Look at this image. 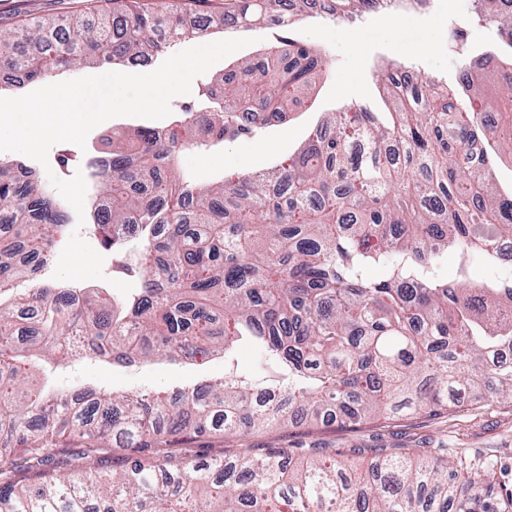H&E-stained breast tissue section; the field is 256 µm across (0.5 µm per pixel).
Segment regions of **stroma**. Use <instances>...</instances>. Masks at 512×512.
<instances>
[{"label": "stroma", "mask_w": 512, "mask_h": 512, "mask_svg": "<svg viewBox=\"0 0 512 512\" xmlns=\"http://www.w3.org/2000/svg\"><path fill=\"white\" fill-rule=\"evenodd\" d=\"M111 9V0H0V27L10 29L42 17L75 14L93 20ZM293 32L324 53L328 62L316 78L308 102L292 107L285 117L254 136L217 149L183 151L181 170L206 183L227 173L267 168L272 160L298 152L321 113L350 101L365 104L371 112L394 111L383 87L381 67L403 63L452 87L471 52L495 43L492 28L476 16L470 0H429L416 10L373 11L353 25L304 21L295 24ZM143 124V119L134 117L107 120L90 132L85 147H72V155H83V162L60 167L63 147L57 144L49 151V165L61 179L78 171L89 173L91 162L109 150L104 136L115 131L129 134ZM223 374L220 358L204 366L162 363L128 367L84 358L51 364L45 371L50 386L72 393L95 388L170 394ZM171 440L173 451L209 458L227 448L274 447L329 448L345 462L357 465L368 462L372 448L410 452L432 460L443 456L490 472L492 495L512 492V401H466L440 415L401 413L357 425L269 427L233 438L210 435L196 439L179 433Z\"/></svg>", "instance_id": "obj_1"}]
</instances>
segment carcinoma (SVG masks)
Segmentation results:
<instances>
[{
	"label": "carcinoma",
	"instance_id": "1",
	"mask_svg": "<svg viewBox=\"0 0 512 512\" xmlns=\"http://www.w3.org/2000/svg\"><path fill=\"white\" fill-rule=\"evenodd\" d=\"M375 0H224L238 29L292 18L360 16ZM508 57L481 54L499 100L488 106L471 68L448 88L413 72L385 81L392 121L357 103L325 113L299 152L270 169L204 186L177 154L252 134L259 107L277 117L305 101L325 58L296 37L238 58L173 111L112 148L94 175L92 224L135 288L117 299L45 279L69 217L33 168L0 161V512H512L487 494V473L445 458L374 450L348 471L332 454L239 448L200 460L166 450L158 425L194 438L269 425L359 424L400 412H448L461 395L512 399V189L487 190L492 144L512 146V9L483 0ZM170 0L166 29L129 4L94 21L40 19L0 29V93L81 66L110 67L207 39ZM459 253L460 271L437 259ZM499 271L473 283L466 265ZM378 267L383 275L372 279ZM244 342L280 370L266 386L232 367ZM165 357L198 365L224 355V378L175 394L106 390L46 397L30 362ZM86 440L60 451L56 437ZM134 449L112 469V439Z\"/></svg>",
	"mask_w": 512,
	"mask_h": 512
}]
</instances>
